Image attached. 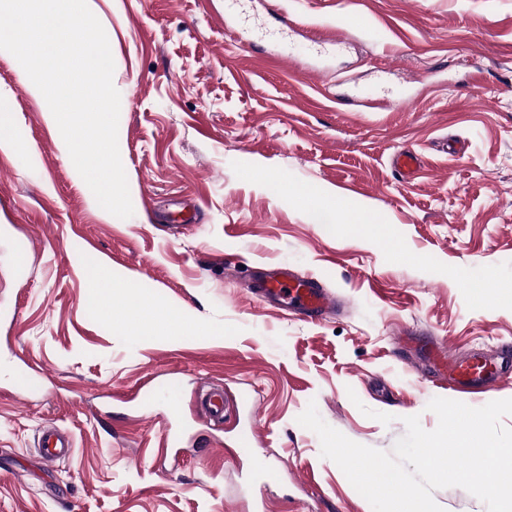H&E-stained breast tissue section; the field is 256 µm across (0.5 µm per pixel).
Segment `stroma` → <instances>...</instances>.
Segmentation results:
<instances>
[{
	"label": "stroma",
	"instance_id": "obj_1",
	"mask_svg": "<svg viewBox=\"0 0 512 512\" xmlns=\"http://www.w3.org/2000/svg\"><path fill=\"white\" fill-rule=\"evenodd\" d=\"M246 10L300 24L277 64ZM121 96L118 145L134 213L109 220L0 51V512H372L298 424L308 403L349 439L392 451L405 417L448 397L422 366L512 342V0H94ZM424 165L400 178L392 157ZM366 224L323 225L325 193ZM198 199L197 220L179 202ZM111 266L186 321L144 340L120 305L89 317L88 273ZM320 279L340 313L256 305L242 269ZM251 393L255 449L195 397ZM181 402L188 429L159 448ZM71 452L45 465L46 425Z\"/></svg>",
	"mask_w": 512,
	"mask_h": 512
}]
</instances>
